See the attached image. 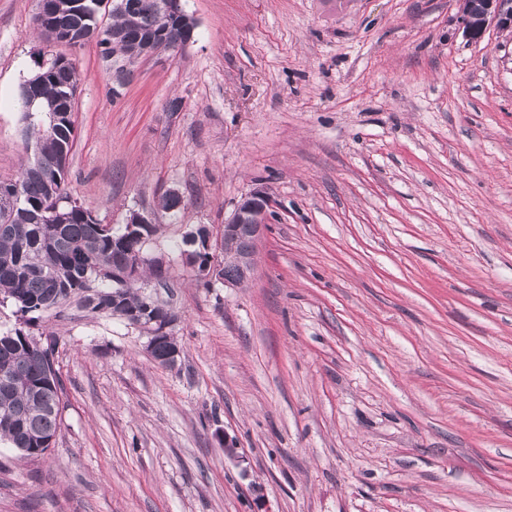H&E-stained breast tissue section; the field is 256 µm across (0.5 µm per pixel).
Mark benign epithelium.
Masks as SVG:
<instances>
[{"label":"benign epithelium","instance_id":"obj_1","mask_svg":"<svg viewBox=\"0 0 512 512\" xmlns=\"http://www.w3.org/2000/svg\"><path fill=\"white\" fill-rule=\"evenodd\" d=\"M172 20L179 23L182 32V38L177 42L167 44L149 36L137 44L130 55L112 64V98L118 99L122 96V90L139 62L163 53L177 52L193 38L195 25L184 12L181 0H162L159 5L157 26H165ZM457 22L464 36L475 41L481 39L491 27L500 31H511L512 0H460ZM271 206L272 198L269 193L263 188H256L240 200L232 216L225 220L224 224L215 229L201 227L199 231L190 234L191 240L196 243L199 242L198 234L200 233L206 241V252L210 257L208 264L210 274L207 279H214L221 269L218 261L220 255L234 256L237 268L236 276L220 278L224 286L236 287L253 276L257 243L267 224ZM151 223H153L152 213L130 211L124 230L125 238H137L141 240V244H147V237L139 230V225ZM243 235L247 237V245L240 248L238 243ZM144 304L142 311H130L124 314V320L148 335L146 350L150 353L157 335V328H162L164 332L173 331L177 317L171 313L166 320L162 321L150 315L151 308L157 305L156 301L146 297Z\"/></svg>","mask_w":512,"mask_h":512}]
</instances>
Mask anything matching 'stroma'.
Segmentation results:
<instances>
[{
	"label": "stroma",
	"instance_id": "1",
	"mask_svg": "<svg viewBox=\"0 0 512 512\" xmlns=\"http://www.w3.org/2000/svg\"><path fill=\"white\" fill-rule=\"evenodd\" d=\"M184 7L192 41L120 99L96 43L67 52L68 193L115 228L152 212L167 282L140 291L181 360L73 300L35 319L65 408L43 456L0 443V512H512V33L468 40L458 0ZM36 11L0 0L2 182L28 161ZM256 187L253 278L196 282L186 232ZM159 336V342L153 353L154 358L166 356L167 353L178 344L174 336L169 333H163ZM181 355L182 349L178 345L167 357L158 359L156 363L164 367L173 368L178 364Z\"/></svg>",
	"mask_w": 512,
	"mask_h": 512
}]
</instances>
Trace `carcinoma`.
<instances>
[{
	"mask_svg": "<svg viewBox=\"0 0 512 512\" xmlns=\"http://www.w3.org/2000/svg\"><path fill=\"white\" fill-rule=\"evenodd\" d=\"M135 8L113 11L102 23L96 0H48V9L33 17L35 29L46 36L57 25L77 35L97 33L96 44L103 58L123 59L138 36L157 25L160 0H134ZM40 102L57 111L46 120H34L27 112L24 92H19L25 121L26 149L39 147L40 165L28 160L19 177L0 182V304L9 301L30 325L32 313H43L73 297L83 299L92 312L123 314L142 309L135 285L154 275L147 263L137 266L129 282L112 281V268L128 259L131 242L112 243L115 232L105 230L89 207L70 202L66 190L67 159L72 150L75 122L62 108L61 98L76 92L79 72L72 60L38 67ZM20 186V196L10 189ZM122 289L123 307L112 310V289ZM30 332L16 328L0 333V378L16 377L17 386L0 384V441L9 443L22 456L36 458L50 447L61 421L62 383L54 366L57 338L50 334L42 351L30 349Z\"/></svg>",
	"mask_w": 512,
	"mask_h": 512,
	"instance_id": "obj_1",
	"label": "carcinoma"
}]
</instances>
